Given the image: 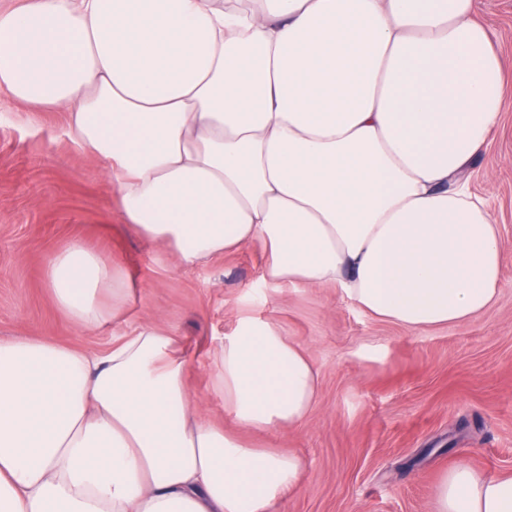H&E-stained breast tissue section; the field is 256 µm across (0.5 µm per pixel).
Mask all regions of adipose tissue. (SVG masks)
I'll list each match as a JSON object with an SVG mask.
<instances>
[{"label": "adipose tissue", "instance_id": "1", "mask_svg": "<svg viewBox=\"0 0 512 512\" xmlns=\"http://www.w3.org/2000/svg\"><path fill=\"white\" fill-rule=\"evenodd\" d=\"M0 87L65 108L126 224L182 267L256 245L271 286H335L408 330L498 298L471 173L512 83L474 0H15ZM43 278L77 330L126 306L124 269L81 240ZM189 371L155 323L94 353L0 338V512H267L302 458L205 418ZM212 380L248 430L299 426L319 391L306 350L247 312ZM437 512H512V473L458 461Z\"/></svg>", "mask_w": 512, "mask_h": 512}]
</instances>
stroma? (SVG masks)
Here are the masks:
<instances>
[{
    "instance_id": "35a3bbf8",
    "label": "stroma",
    "mask_w": 512,
    "mask_h": 512,
    "mask_svg": "<svg viewBox=\"0 0 512 512\" xmlns=\"http://www.w3.org/2000/svg\"><path fill=\"white\" fill-rule=\"evenodd\" d=\"M474 3L512 80V0ZM65 126V111L36 110L0 88V338L98 352L160 321L192 366L191 392L230 429L211 387L214 350L240 307L274 319L308 351L320 391L300 426L238 431L251 447L305 461L295 489L269 512H434L437 485L456 460L489 474L512 471V99L472 179L501 228L499 297L471 319L424 331L375 320L334 287L266 284L256 246L181 267L125 224L102 164ZM73 238L132 283L122 319L94 332L76 330L43 281L46 262Z\"/></svg>"
}]
</instances>
